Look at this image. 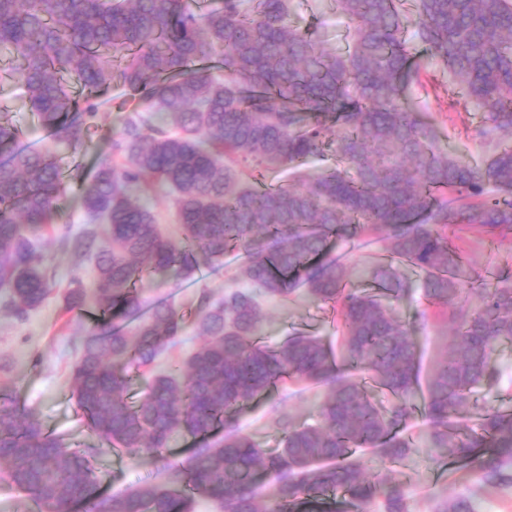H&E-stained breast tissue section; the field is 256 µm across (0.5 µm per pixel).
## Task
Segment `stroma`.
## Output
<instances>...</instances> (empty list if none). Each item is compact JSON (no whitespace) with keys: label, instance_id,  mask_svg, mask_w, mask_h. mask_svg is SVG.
Segmentation results:
<instances>
[{"label":"stroma","instance_id":"obj_1","mask_svg":"<svg viewBox=\"0 0 512 512\" xmlns=\"http://www.w3.org/2000/svg\"><path fill=\"white\" fill-rule=\"evenodd\" d=\"M315 19L321 23L325 45L338 52L345 51V20L337 16L333 0H294L290 17L294 28L306 29ZM125 98L126 93L119 86L102 95L92 150L77 161L63 156V166L77 162L85 174L93 173L99 153L109 150L122 127L125 114L120 106ZM407 100L415 112L436 124L443 149L475 164L485 159V149L470 135L471 127L482 120L483 114L455 87L448 73L430 67L426 82L413 88ZM0 107L8 108L14 123L22 129L23 144L39 146L50 141V134L28 112L19 86L0 84ZM464 249L467 261L479 274H512V238L492 240L472 232L464 242ZM41 252L45 266L56 274V284L44 304L24 319H16L0 310V386L7 387L17 405L34 412L54 434L73 445L98 449L95 466L112 489L136 486L155 476L157 462L146 455L132 458L101 451V441L88 429L71 387L73 349L79 345L90 319L84 311L62 314L61 306L73 281L91 286L94 265L92 261L65 252L54 236L44 239ZM237 264L236 254L227 253L223 264L202 267L194 279L179 285L159 288L152 282H144L143 296L150 302L171 300L187 318H194L198 291L207 290L215 300L223 298L225 290L234 285L232 276ZM428 307V301L418 290L397 305L401 320L419 327L417 343L421 372L425 375L430 373L447 337L453 334L451 323L423 324L421 315ZM262 313L260 334L268 345H275L294 332H308L331 342L336 339L338 315L334 308L313 303L304 296L265 301ZM319 394L316 388L300 391L294 385H283L269 396L242 407L237 415V426L267 453H275L281 446L279 418L285 415L299 424L315 423L310 402ZM426 427L423 414L414 415L403 432L404 437L413 441V448L393 464L366 456V476L375 480L389 474L400 480L410 496L412 512H430L431 500L435 497L461 496L477 498L484 512H512V488L483 485L467 469L457 465L444 468L441 462L430 458L425 449L417 447L416 442Z\"/></svg>","mask_w":512,"mask_h":512}]
</instances>
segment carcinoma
<instances>
[{"mask_svg": "<svg viewBox=\"0 0 512 512\" xmlns=\"http://www.w3.org/2000/svg\"><path fill=\"white\" fill-rule=\"evenodd\" d=\"M294 0H0V78L22 87L32 117L74 155L90 149L99 97L116 84L135 106L93 175L78 170L81 205L107 225L66 233L60 243L92 258V294L72 288L63 311L95 315L72 369L76 404L108 450L159 454L174 436L206 437L184 466L108 493L88 449L70 447L37 415L0 403L3 479L39 512H294L347 495L368 512H412L396 479L370 482L358 451L394 462L419 396L417 327L394 302L410 291L400 268L419 270L423 295L449 318L454 339L435 360L423 397L425 447L472 469L484 485L512 488V410H484L472 397L500 381L494 355L512 342V280L477 289L458 240L470 231L512 236V0H336L348 21L342 53L323 46L318 23L289 24ZM424 47L486 113L471 130L486 147L481 165L440 148L435 126L406 102L427 67ZM0 110V306L16 318L39 308L51 277L40 246L62 218L66 191L57 155L20 145ZM330 151L336 165L300 168ZM290 170L287 185L246 182ZM163 189L181 237L157 224ZM382 244L372 289L349 286L345 255L329 242ZM233 249L243 252L238 286L214 302L198 296L202 342L164 373L157 359L187 322L172 303H148L144 274L162 287L194 277ZM301 293L339 310V336L292 333L271 347L259 337L261 302ZM152 374L136 405L131 374ZM288 381L320 387L318 422L280 420L282 448L267 454L239 431L234 409ZM391 396L387 407L369 395ZM433 512H476L469 498L435 501Z\"/></svg>", "mask_w": 512, "mask_h": 512, "instance_id": "cac0c4a2", "label": "carcinoma"}]
</instances>
